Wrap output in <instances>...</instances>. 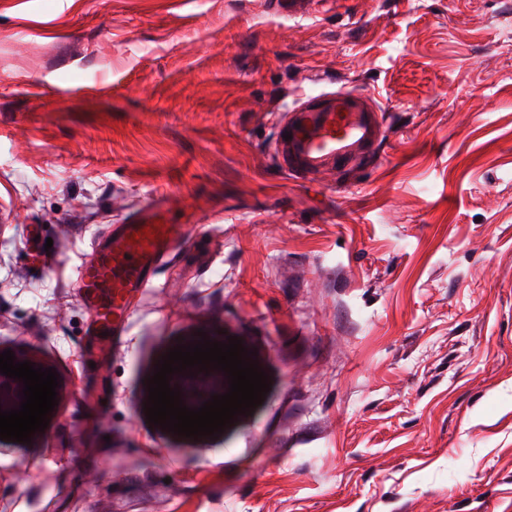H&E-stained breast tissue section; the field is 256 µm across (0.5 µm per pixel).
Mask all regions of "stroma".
I'll use <instances>...</instances> for the list:
<instances>
[{
  "label": "stroma",
  "instance_id": "obj_1",
  "mask_svg": "<svg viewBox=\"0 0 512 512\" xmlns=\"http://www.w3.org/2000/svg\"><path fill=\"white\" fill-rule=\"evenodd\" d=\"M512 0H0V347L61 390L0 512H512ZM375 93L378 167L284 172L277 113ZM155 197L169 263L97 335L78 269ZM271 385L218 438L147 421L177 342Z\"/></svg>",
  "mask_w": 512,
  "mask_h": 512
}]
</instances>
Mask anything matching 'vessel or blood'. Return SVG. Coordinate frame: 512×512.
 I'll use <instances>...</instances> for the list:
<instances>
[{
  "mask_svg": "<svg viewBox=\"0 0 512 512\" xmlns=\"http://www.w3.org/2000/svg\"><path fill=\"white\" fill-rule=\"evenodd\" d=\"M385 122L373 95L360 90L324 89L289 106L278 121L275 151L292 176L313 180L330 165L355 170L359 161L378 162ZM182 237L155 203L114 225L93 260L78 273L80 300L100 331L126 319L127 299L151 283L156 269Z\"/></svg>",
  "mask_w": 512,
  "mask_h": 512,
  "instance_id": "1",
  "label": "vessel or blood"
}]
</instances>
